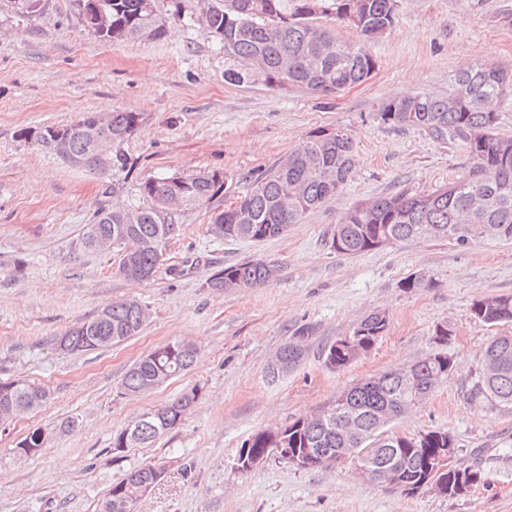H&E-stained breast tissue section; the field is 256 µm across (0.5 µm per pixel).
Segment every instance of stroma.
<instances>
[{"mask_svg": "<svg viewBox=\"0 0 512 512\" xmlns=\"http://www.w3.org/2000/svg\"><path fill=\"white\" fill-rule=\"evenodd\" d=\"M153 4L165 35L117 46L80 23L73 0H46L30 18L0 11V379L50 393L40 408L0 426V512H101L127 471L158 462L166 474L136 512H512V407L469 396L485 346L512 336V322L491 326L472 312L481 296L512 294V242L410 239L355 256L330 247L335 225L357 202L430 191L468 168L460 149L385 125L377 108L398 89L447 93L450 75L475 62L512 67V26L500 21L512 0H402L396 24L372 48L371 78L329 97L273 86L225 55L223 41L198 22L203 0ZM232 72L240 81L229 80ZM113 110L142 115L127 144L135 168L119 191L18 136ZM339 127L355 144L351 178L284 235L220 240L208 231L210 207L183 210L167 256L185 264V275L161 270L144 282L117 275L116 253L81 245L93 212L127 203L143 178L224 171L226 191L212 205L222 208L312 131ZM254 258L278 262L277 277L232 292L207 287L216 270ZM419 274L432 287L400 288ZM123 299L148 308L138 335L105 349L58 350L64 332ZM376 310L390 318L385 335L345 369H328L327 348ZM441 325L449 337L440 347ZM303 326L312 330L303 361L270 380V360ZM174 339L198 348L193 369L145 396L120 395L131 365ZM440 349L452 372L389 429L410 438L449 433L456 465L484 478L466 495L448 498L429 486L406 494L359 479L346 463L299 470L271 457L251 472L235 469L251 434ZM194 387L200 396L181 425L149 446L113 452V434ZM66 419L76 426L60 431ZM36 428L49 435L45 448L19 456L17 441Z\"/></svg>", "mask_w": 512, "mask_h": 512, "instance_id": "1", "label": "stroma"}]
</instances>
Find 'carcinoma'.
<instances>
[{"instance_id": "carcinoma-1", "label": "carcinoma", "mask_w": 512, "mask_h": 512, "mask_svg": "<svg viewBox=\"0 0 512 512\" xmlns=\"http://www.w3.org/2000/svg\"><path fill=\"white\" fill-rule=\"evenodd\" d=\"M81 23L101 40L118 45L138 37L159 38L164 24L146 0H108L112 4V25L99 29L88 23L82 0H75ZM400 0H212L198 16V22L224 42V53L239 58L280 85L279 74L288 70V84L323 95L337 93L369 79L377 68L372 46L394 26ZM338 23L356 33L357 41L336 39L330 24ZM512 100V72L485 63L470 64L449 80L448 93L419 94L392 99L381 104L377 116L384 124L416 129L467 154L466 173L432 191L396 193L358 202L350 207L333 229L331 248L342 255H359L381 247L385 241L409 239L444 241L465 247L485 240L512 241V136L498 133L499 115L493 104ZM95 112H84L83 126L44 127L47 141L40 149L57 155L51 131L66 136V149L82 159L80 167L110 177L128 174L134 161L126 144L140 124L137 112L110 113L107 122L96 125ZM112 140V166L103 170L92 159L93 146L88 131ZM355 164L354 141L344 129H318L299 144L282 163L251 180L235 209L228 207L212 214L209 230L217 239L259 242L283 235L291 224L299 223L311 210L339 195ZM187 182L184 208L210 203L224 189L226 177L219 170L196 169L181 173ZM171 175L148 177L138 183L133 207L138 219L126 221L127 207L100 208L86 225L82 246L93 251L92 239L110 237L118 253V273L145 281L161 267L179 278L185 268L167 264L168 242L178 235L175 209L163 206L171 194ZM491 226L495 236L484 235ZM279 267L264 259L236 263L215 271L207 285L232 291L257 288L274 278ZM105 315L67 330L74 351L110 347L137 335L148 312L134 299L115 302ZM473 312L492 326L512 321V295L484 296L475 301ZM389 327V317L376 311L360 321L359 354L368 353ZM309 330L302 328L275 354L267 374L275 380L295 369L306 350L302 340ZM198 351L184 339L165 343L136 361L126 372L120 394L136 397L146 387L158 386L187 374ZM495 360L498 371L489 377L480 373L473 396L503 407L512 406V336H497L485 347L483 361ZM324 362L332 370L352 363L348 354L331 344ZM452 365L448 354H430L411 365L387 371L349 388L344 408L331 403L317 414L299 418L276 430H262L246 439L240 450L254 455H270L273 448H298L314 458L309 468L325 466L323 457L334 448L354 445L366 449L364 457H374L399 471L392 487L414 493L424 484L439 494L457 498L480 483L479 470L456 467L439 473L432 467L439 448L453 444L446 432L432 431L418 438L390 434L380 428L387 420L420 404ZM49 392L31 382L22 386L0 381V409L6 403L21 404L32 411L42 406ZM198 391L191 389L161 407L141 414L112 438V448L149 446L159 436L181 424L195 404ZM37 428L16 443V451L27 456V448L42 450ZM161 465L146 464L127 471L112 486L102 512H124L123 499L137 486L153 479Z\"/></svg>"}]
</instances>
